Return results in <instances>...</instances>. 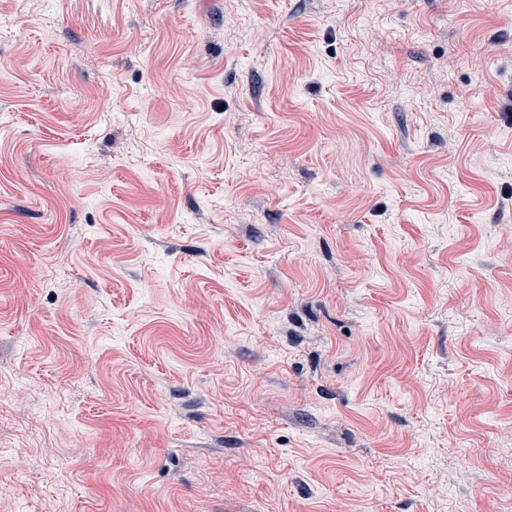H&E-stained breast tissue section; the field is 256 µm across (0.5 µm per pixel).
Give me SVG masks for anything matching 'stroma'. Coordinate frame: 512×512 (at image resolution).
I'll use <instances>...</instances> for the list:
<instances>
[{"mask_svg": "<svg viewBox=\"0 0 512 512\" xmlns=\"http://www.w3.org/2000/svg\"><path fill=\"white\" fill-rule=\"evenodd\" d=\"M0 512H512V0H0Z\"/></svg>", "mask_w": 512, "mask_h": 512, "instance_id": "35a3bbf8", "label": "stroma"}]
</instances>
